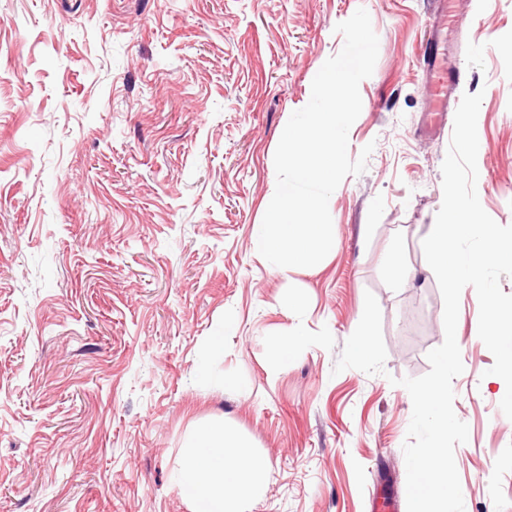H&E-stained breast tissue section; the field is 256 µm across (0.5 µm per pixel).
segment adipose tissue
I'll list each match as a JSON object with an SVG mask.
<instances>
[{"instance_id":"adipose-tissue-1","label":"adipose tissue","mask_w":512,"mask_h":512,"mask_svg":"<svg viewBox=\"0 0 512 512\" xmlns=\"http://www.w3.org/2000/svg\"><path fill=\"white\" fill-rule=\"evenodd\" d=\"M267 473V462L235 431L206 423L196 430L177 484L192 512H237L239 502L257 490Z\"/></svg>"}]
</instances>
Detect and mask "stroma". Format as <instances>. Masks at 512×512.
Wrapping results in <instances>:
<instances>
[{"label":"stroma","instance_id":"stroma-1","mask_svg":"<svg viewBox=\"0 0 512 512\" xmlns=\"http://www.w3.org/2000/svg\"><path fill=\"white\" fill-rule=\"evenodd\" d=\"M433 6L0 0V512H191L174 476L206 422L269 464L240 512H370L379 484L405 492L399 380L445 338L422 241L463 94L483 95L480 203L512 225V0H450L440 56L463 77L434 123ZM361 7L379 53L348 152L374 150L329 199L335 248L283 273L252 229L282 132ZM368 292L384 371L333 374ZM478 319L465 287L455 463L465 512H512V420ZM276 336L299 349L275 357Z\"/></svg>","mask_w":512,"mask_h":512}]
</instances>
